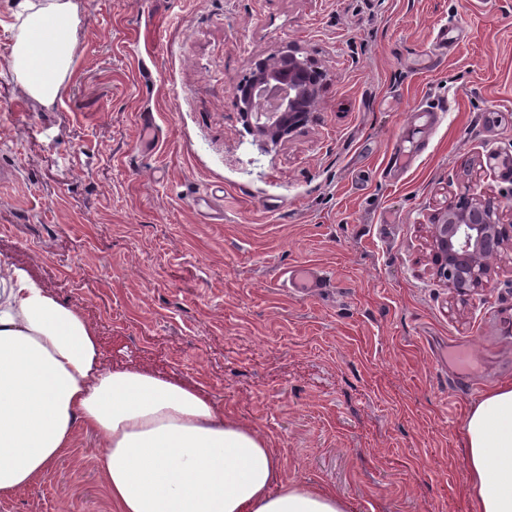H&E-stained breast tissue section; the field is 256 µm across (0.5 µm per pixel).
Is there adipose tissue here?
<instances>
[{
    "mask_svg": "<svg viewBox=\"0 0 512 512\" xmlns=\"http://www.w3.org/2000/svg\"><path fill=\"white\" fill-rule=\"evenodd\" d=\"M79 0H20L11 67L44 106L73 74ZM97 440L111 512H348L332 491L283 479L254 427L200 393L138 370L102 367L81 310L0 262V498L28 488L75 446ZM472 512H512V383L465 419Z\"/></svg>",
    "mask_w": 512,
    "mask_h": 512,
    "instance_id": "adipose-tissue-1",
    "label": "adipose tissue"
}]
</instances>
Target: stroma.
Instances as JSON below:
<instances>
[{
  "label": "stroma",
  "instance_id": "obj_1",
  "mask_svg": "<svg viewBox=\"0 0 512 512\" xmlns=\"http://www.w3.org/2000/svg\"><path fill=\"white\" fill-rule=\"evenodd\" d=\"M0 0V260L78 306L102 364L180 384L253 425L288 481L349 512H471L466 412L512 381V248L462 298L429 226L474 193L512 199V0H81L75 77L44 106L9 65ZM463 40L427 67L439 27ZM325 74L287 139L247 131L251 61ZM447 103L406 168L414 103ZM207 196L196 211L194 200ZM311 265L329 288L283 290ZM470 345L463 387L446 364ZM96 440L0 512H110Z\"/></svg>",
  "mask_w": 512,
  "mask_h": 512
}]
</instances>
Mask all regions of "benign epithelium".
Wrapping results in <instances>:
<instances>
[{"label":"benign epithelium","mask_w":512,"mask_h":512,"mask_svg":"<svg viewBox=\"0 0 512 512\" xmlns=\"http://www.w3.org/2000/svg\"><path fill=\"white\" fill-rule=\"evenodd\" d=\"M297 57L281 54L254 63L253 73L247 83L234 91V99L242 94L252 95L261 89V84L272 75V70L288 66L293 69ZM323 74L313 68L301 74L288 87L265 88L269 97L276 100L274 112H244L247 129L256 134L279 138L289 129L305 120L317 97ZM476 231L475 243L459 246L455 234L462 225ZM432 261L438 272L448 280V286L457 293L466 295L480 288L491 277L488 259L497 255L506 243L512 240V224L501 221L498 207L491 197H462L448 204V209L430 225Z\"/></svg>","instance_id":"obj_1"}]
</instances>
